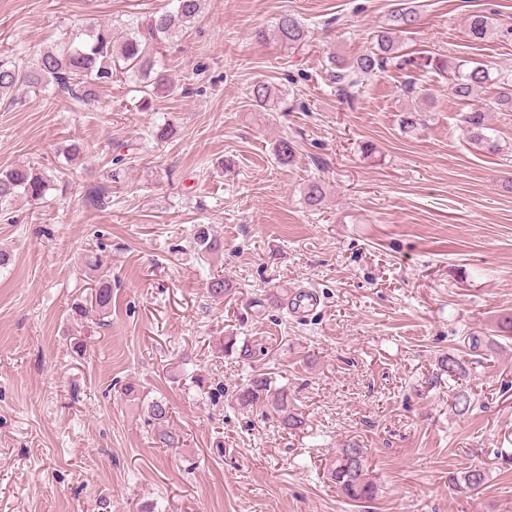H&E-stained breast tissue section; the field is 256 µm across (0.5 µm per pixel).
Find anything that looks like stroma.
<instances>
[{
  "mask_svg": "<svg viewBox=\"0 0 512 512\" xmlns=\"http://www.w3.org/2000/svg\"><path fill=\"white\" fill-rule=\"evenodd\" d=\"M393 0H210L163 59L177 90L139 108L116 80L79 104L23 87L0 99V170H60L46 201L0 221V512H512V338L489 365L465 336L512 313V112L487 123L500 149L461 129L471 102L446 74L418 73L424 124L401 126L405 77L365 79L354 97L329 79L332 58L373 44ZM170 0H0V60H34L91 24L141 21ZM404 52L512 67V0H417ZM493 12L496 34H467ZM291 13L311 32L293 49L257 41ZM279 99L254 111L250 86ZM172 125L165 141L154 130ZM290 139L292 164L273 155ZM86 151L66 161L61 150ZM119 180H112V171ZM327 196L309 207L303 189ZM224 253L199 259L193 225ZM112 281L105 319L73 320L96 270ZM235 287L205 293L210 275ZM303 289L317 303L252 309L263 290ZM261 343L248 365L223 336ZM466 360L462 382L437 377ZM287 386L306 420L278 432L229 393L248 375ZM204 375L210 393L198 391ZM135 383L137 396L124 395ZM484 408L460 416L455 386ZM166 397L178 448L155 447L145 399ZM368 450L380 492L356 507L324 475L348 440ZM482 468L475 492L450 477ZM188 247L202 256H218L224 251V242L209 224H196L187 238Z\"/></svg>",
  "mask_w": 512,
  "mask_h": 512,
  "instance_id": "stroma-1",
  "label": "stroma"
}]
</instances>
